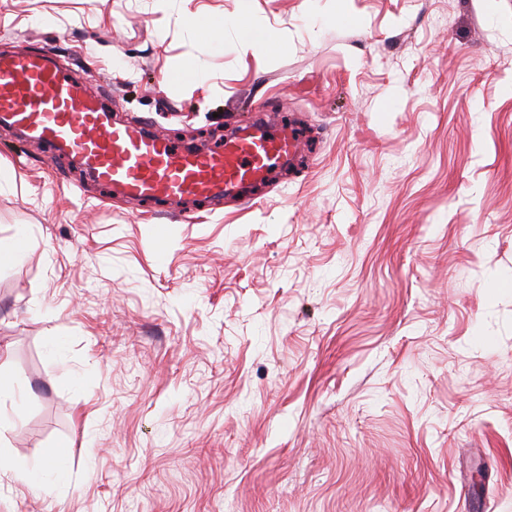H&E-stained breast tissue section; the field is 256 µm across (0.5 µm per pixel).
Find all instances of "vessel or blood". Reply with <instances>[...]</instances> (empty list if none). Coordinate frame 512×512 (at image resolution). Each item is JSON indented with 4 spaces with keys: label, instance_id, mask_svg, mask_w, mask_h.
Listing matches in <instances>:
<instances>
[{
    "label": "vessel or blood",
    "instance_id": "b4317fda",
    "mask_svg": "<svg viewBox=\"0 0 512 512\" xmlns=\"http://www.w3.org/2000/svg\"><path fill=\"white\" fill-rule=\"evenodd\" d=\"M0 121L26 129L34 143L70 150L99 181L141 200L227 194L264 181L298 148L287 130L263 127L226 141L223 151L200 153L175 147L163 135L113 124L45 48L0 54Z\"/></svg>",
    "mask_w": 512,
    "mask_h": 512
}]
</instances>
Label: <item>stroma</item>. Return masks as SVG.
<instances>
[{
  "mask_svg": "<svg viewBox=\"0 0 512 512\" xmlns=\"http://www.w3.org/2000/svg\"><path fill=\"white\" fill-rule=\"evenodd\" d=\"M35 47L180 147L312 134L185 204L0 123V512H512V0H0Z\"/></svg>",
  "mask_w": 512,
  "mask_h": 512,
  "instance_id": "1",
  "label": "stroma"
}]
</instances>
